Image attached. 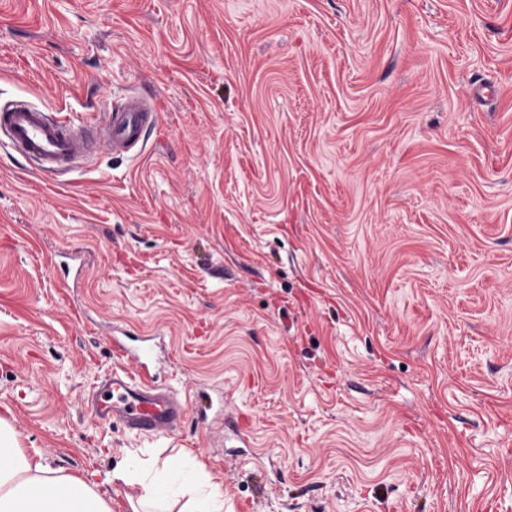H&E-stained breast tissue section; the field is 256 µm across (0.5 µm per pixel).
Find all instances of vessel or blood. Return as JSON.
<instances>
[{"label":"vessel or blood","instance_id":"1","mask_svg":"<svg viewBox=\"0 0 512 512\" xmlns=\"http://www.w3.org/2000/svg\"><path fill=\"white\" fill-rule=\"evenodd\" d=\"M154 119L150 102L137 95L129 96L111 118L80 124L17 99L0 107V134L12 151L36 162L43 173L61 175L74 171L91 156L99 136L111 142L113 153L144 151V131ZM112 349L118 356L134 357L137 369L131 373L115 370L106 376L87 399L90 410L140 434L173 433L183 420L182 404L174 392L158 384L148 349L117 337Z\"/></svg>","mask_w":512,"mask_h":512}]
</instances>
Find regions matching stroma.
I'll list each match as a JSON object with an SVG mask.
<instances>
[{"label": "stroma", "instance_id": "stroma-1", "mask_svg": "<svg viewBox=\"0 0 512 512\" xmlns=\"http://www.w3.org/2000/svg\"><path fill=\"white\" fill-rule=\"evenodd\" d=\"M154 97L138 159L0 147V418L86 476L187 451L224 512H512V0H0V105ZM185 406L94 416L114 331ZM242 419L218 448L209 402Z\"/></svg>", "mask_w": 512, "mask_h": 512}]
</instances>
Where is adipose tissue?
<instances>
[{
    "label": "adipose tissue",
    "mask_w": 512,
    "mask_h": 512,
    "mask_svg": "<svg viewBox=\"0 0 512 512\" xmlns=\"http://www.w3.org/2000/svg\"><path fill=\"white\" fill-rule=\"evenodd\" d=\"M182 455L152 458L139 470L141 495L131 502V512H224V493L212 483L202 464H195L178 488L166 481L181 470ZM61 475L25 454L14 428L0 419V512H112L99 485L110 482Z\"/></svg>",
    "instance_id": "adipose-tissue-1"
}]
</instances>
